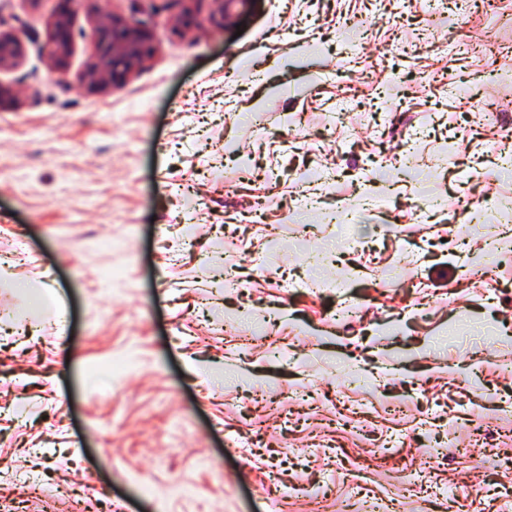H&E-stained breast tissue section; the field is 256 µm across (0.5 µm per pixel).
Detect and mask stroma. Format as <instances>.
I'll list each match as a JSON object with an SVG mask.
<instances>
[{
	"instance_id": "35a3bbf8",
	"label": "stroma",
	"mask_w": 512,
	"mask_h": 512,
	"mask_svg": "<svg viewBox=\"0 0 512 512\" xmlns=\"http://www.w3.org/2000/svg\"><path fill=\"white\" fill-rule=\"evenodd\" d=\"M57 8L0 0L25 45L0 71V512H71L63 488L111 512H272L275 490L308 512L312 483L336 512L356 482L355 512L392 493L446 512L449 489L512 512V248H494L512 138L488 118L512 125V0H252L220 27L217 0H77L53 74ZM109 14L142 21L153 54L90 93ZM340 209L369 248L341 250ZM349 365L366 379L337 393ZM59 9L51 22L49 33V55L55 69H63L70 55L73 33L74 0H60Z\"/></svg>"
}]
</instances>
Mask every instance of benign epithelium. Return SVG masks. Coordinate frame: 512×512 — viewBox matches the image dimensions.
I'll list each match as a JSON object with an SVG mask.
<instances>
[{
  "mask_svg": "<svg viewBox=\"0 0 512 512\" xmlns=\"http://www.w3.org/2000/svg\"><path fill=\"white\" fill-rule=\"evenodd\" d=\"M74 0H59L51 22L49 55L56 69L65 67L73 33ZM96 53L87 62L82 81L91 90H102L124 82L151 53L150 34L144 23L133 18L111 16L94 27ZM23 55L21 32L0 27V70L17 66Z\"/></svg>",
  "mask_w": 512,
  "mask_h": 512,
  "instance_id": "benign-epithelium-1",
  "label": "benign epithelium"
}]
</instances>
